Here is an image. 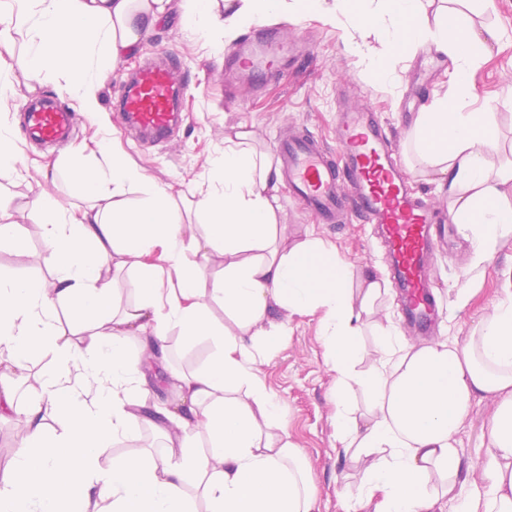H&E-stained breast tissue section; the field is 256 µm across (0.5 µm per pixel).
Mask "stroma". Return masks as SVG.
<instances>
[{
	"instance_id": "35a3bbf8",
	"label": "stroma",
	"mask_w": 512,
	"mask_h": 512,
	"mask_svg": "<svg viewBox=\"0 0 512 512\" xmlns=\"http://www.w3.org/2000/svg\"><path fill=\"white\" fill-rule=\"evenodd\" d=\"M468 17L475 26L496 27L500 35L488 57L472 71L461 100L464 111L491 113L500 149L491 153L488 161L497 167L512 162V0H499L491 11L472 9ZM281 22L288 33L302 38L314 54L315 64L290 71L261 96L241 91L232 103L224 99L220 76L226 49L222 39L191 32L178 11L150 29L136 58L175 50L183 56L192 76L183 102L187 120L170 142L134 143L119 130L113 113L106 111L98 116L80 115L78 128L67 143L49 147L27 142L22 132L24 114L18 111L9 116L16 144L32 161L50 150H63L65 144L88 142L108 133L125 158L173 194L186 196L196 181L208 176L209 160L223 151L225 135L235 131L251 132L256 148L266 152L272 151L278 136L299 128L332 141L337 91L343 88L381 113L397 136L401 161L414 185L434 207L448 211L446 192L438 189L434 174L414 152L411 141L415 114L420 110L413 97L415 82L430 81L433 95H442L454 83L453 65L432 71L417 53L408 59L387 56L372 68L354 50L360 35L350 19L308 16L303 6L297 5ZM0 186L13 199V220L26 241L22 252L0 247V273L50 279L49 270L35 260L45 248L39 224L42 203L52 198L67 206L81 203V196L62 171L42 175L31 168ZM279 197L278 222L289 242L315 235L336 246L356 278L387 277L389 258L377 244L370 225L353 218L344 224H321L294 205L287 191H280ZM473 259L474 247L461 233L437 243L433 281L443 312L437 340H464L479 321L492 314L505 289H512V236L498 242L489 260L477 265ZM271 319L283 324L286 333L277 350L262 358L259 374L282 408L291 441L305 454L316 488L317 512H347L356 502L365 457L342 448L336 438L332 399L335 376L327 364L320 316L276 309ZM387 319L393 327H400L398 293L394 290L366 320L362 368L378 365L381 353L376 346L375 326ZM169 346L172 366L183 371L205 365L216 350L212 339L189 340L176 329L169 334ZM495 406L493 397L478 398L455 435L460 461L458 482L464 490L481 482L480 465L490 451L487 427Z\"/></svg>"
}]
</instances>
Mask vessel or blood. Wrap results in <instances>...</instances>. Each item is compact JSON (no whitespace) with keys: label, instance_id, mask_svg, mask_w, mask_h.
<instances>
[{"label":"vessel or blood","instance_id":"b4317fda","mask_svg":"<svg viewBox=\"0 0 512 512\" xmlns=\"http://www.w3.org/2000/svg\"><path fill=\"white\" fill-rule=\"evenodd\" d=\"M300 55L299 42L285 41L282 25L251 28L224 57L226 98H237L244 88L255 96L263 93L269 81L286 77ZM189 88V71L178 55L157 54L136 64L114 94L122 128L170 140L183 122L181 103ZM75 125V113L53 96L25 110V133L35 142L65 140ZM275 151L289 197L299 208L323 224L348 212L375 226L404 319L417 335H426L440 317L430 278L434 223L397 162L398 144L380 114L347 102L336 110L335 145L301 134L276 142Z\"/></svg>","mask_w":512,"mask_h":512}]
</instances>
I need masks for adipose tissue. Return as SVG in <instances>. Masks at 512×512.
<instances>
[{
    "mask_svg": "<svg viewBox=\"0 0 512 512\" xmlns=\"http://www.w3.org/2000/svg\"><path fill=\"white\" fill-rule=\"evenodd\" d=\"M330 19L352 18L362 31L386 25L388 48L401 58L431 43L453 62L451 93L420 113L415 147L448 184L450 215L490 257L512 234V207L501 187L512 166L497 172L487 157L498 138L486 112L463 111L458 98L489 46L461 19L430 20L423 0H303ZM193 31L232 40L254 21L280 16L287 0H0V175L24 159L6 120L15 111L16 83L29 90L63 86L79 111H100L108 65L132 54L145 32L173 10ZM26 38V58L14 60V37ZM252 135L225 136L212 174L193 189L195 219L184 220L174 194L97 140L102 163L72 146L38 164V173L65 170L88 205L46 201L40 226L46 250L37 261L51 280L0 275V421L24 418L20 445L0 472V512H192L195 484L207 512H315V489L301 448L259 375L257 363L279 342L270 313L322 314V337L335 374L336 429L342 447L369 456L356 502L372 512H512V291L465 341L405 345L390 325L379 327V367L364 370L363 314L385 296L384 279L354 282L335 246L310 236L294 244L277 224L279 180L269 154ZM220 266L222 275L209 279ZM132 274L139 296L116 304L120 273ZM223 309L224 320L212 314ZM206 337L216 350L204 367L170 365L168 336ZM147 354L131 361L129 337ZM51 360L32 372L36 352ZM163 380L173 396L149 402ZM33 393L21 402L18 383ZM368 402L355 417L350 395ZM494 397L490 452L481 486L457 492L454 436L474 401ZM143 427L158 431L165 452L129 449L100 460L116 442ZM207 441L211 454L195 448Z\"/></svg>",
    "mask_w": 512,
    "mask_h": 512,
    "instance_id": "obj_1",
    "label": "adipose tissue"
}]
</instances>
